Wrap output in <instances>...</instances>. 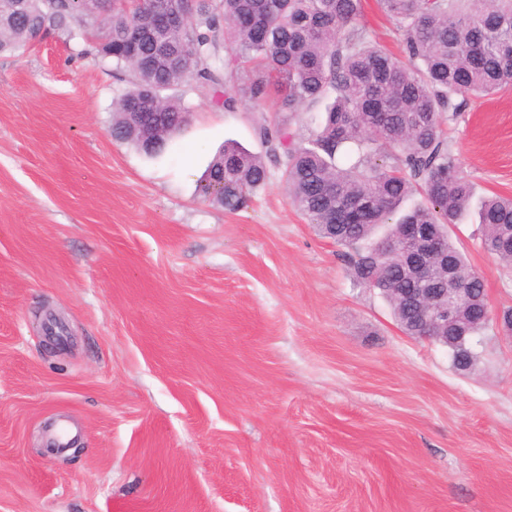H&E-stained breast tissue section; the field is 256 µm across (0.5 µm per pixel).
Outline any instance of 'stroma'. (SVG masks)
I'll return each instance as SVG.
<instances>
[{
  "label": "stroma",
  "instance_id": "obj_1",
  "mask_svg": "<svg viewBox=\"0 0 512 512\" xmlns=\"http://www.w3.org/2000/svg\"><path fill=\"white\" fill-rule=\"evenodd\" d=\"M361 22L399 53L377 0ZM133 81L79 35L0 53V512H512V336L462 373L404 334L274 161L246 207L204 201L273 108L188 83L150 157L109 132ZM448 148L475 198L512 196V89L467 100ZM478 227L452 238L497 313L512 269Z\"/></svg>",
  "mask_w": 512,
  "mask_h": 512
}]
</instances>
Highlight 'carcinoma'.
I'll list each match as a JSON object with an SVG mask.
<instances>
[{"label":"carcinoma","instance_id":"cac0c4a2","mask_svg":"<svg viewBox=\"0 0 512 512\" xmlns=\"http://www.w3.org/2000/svg\"><path fill=\"white\" fill-rule=\"evenodd\" d=\"M403 36L392 56L361 24V0H0V52L39 34L80 29L97 52L129 68L134 87L114 105L112 136L141 147L127 113L155 124L163 141L188 124L173 92L194 82L224 90L222 105L278 113L326 103L310 146H298L287 121L260 128L284 167L288 196L325 238L346 249L356 284L379 291L399 329L416 335L418 313L405 296L409 245L398 231L416 224L448 246L463 288L473 290L474 321L450 328L448 351L459 371L477 360L473 338L486 327L483 279L451 240L449 226L469 210L473 190L460 174L444 127L462 111L459 97L488 96L512 84V0H379ZM225 52L219 56V52ZM268 180L261 157L226 145L202 179V197L228 211L246 205ZM224 191L215 192L219 184ZM420 189L425 202L399 213ZM480 246L512 265V197L479 203Z\"/></svg>","mask_w":512,"mask_h":512}]
</instances>
